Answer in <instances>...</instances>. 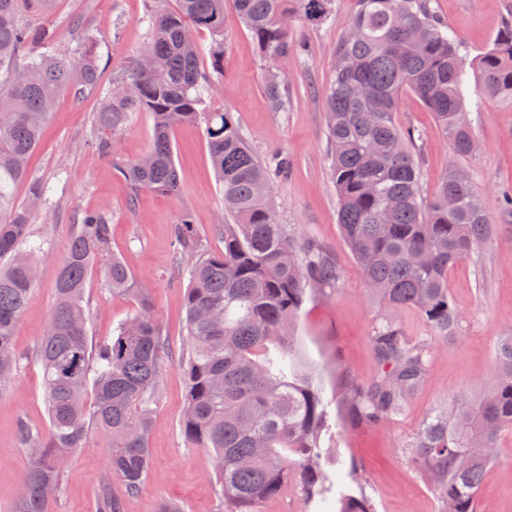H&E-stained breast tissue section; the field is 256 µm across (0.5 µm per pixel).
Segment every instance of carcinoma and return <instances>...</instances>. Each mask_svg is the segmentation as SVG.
I'll return each mask as SVG.
<instances>
[{
  "mask_svg": "<svg viewBox=\"0 0 512 512\" xmlns=\"http://www.w3.org/2000/svg\"><path fill=\"white\" fill-rule=\"evenodd\" d=\"M55 0H0V388L20 368L14 348L19 319L35 284L32 268L45 241L35 239L30 208L16 202L28 185L32 202L45 186L28 160L59 96L98 89L100 44L84 35L72 60L42 18ZM232 7L265 64L271 111L292 99L279 68L298 55L292 22L324 25L335 0H151L148 42L141 55L152 69H121L95 123L122 130L147 112L153 140L141 159L119 162L133 192L169 196L180 190L171 132L205 124L209 154L224 193V250H205L190 216L173 226L172 270L188 279L185 336L177 363L187 382L181 427L212 453L221 498L230 512H262L289 487L312 507H325L332 480L319 465L329 433V407L320 382L299 359L295 322L308 291L334 288L341 273L318 243L288 231L271 203L273 181L288 176V156L269 162L253 153L232 113L208 106L214 78L224 75V8ZM211 38V69L198 64L195 34ZM334 78L324 91L330 172L341 234L377 304L412 308L436 334L456 337L460 314L448 289L450 271L497 235L474 195L467 171L448 167L431 198L421 190V148L395 120L398 97L410 92L434 115L454 155H470L471 106L484 99L512 104V20L476 56L448 30L432 0H357L336 47ZM457 207L448 210V194ZM108 211L85 212L73 225L56 279L49 325L37 350L48 435L21 422L19 444L33 451L24 494L13 512H50L61 482L60 455L84 445L89 426L112 439L110 468L126 494L139 491L151 467L152 405L169 342L147 299L106 341L92 344L84 293L96 263L107 289L126 290L130 273L111 251ZM379 365L366 387L341 395L349 419L377 424L403 409L424 384L430 358L394 321L371 337ZM94 379H89V373ZM512 430V334L499 337L484 391L435 412L409 444L442 512H478V494L494 463L496 442ZM338 512H374L366 498H342Z\"/></svg>",
  "mask_w": 512,
  "mask_h": 512,
  "instance_id": "obj_1",
  "label": "carcinoma"
}]
</instances>
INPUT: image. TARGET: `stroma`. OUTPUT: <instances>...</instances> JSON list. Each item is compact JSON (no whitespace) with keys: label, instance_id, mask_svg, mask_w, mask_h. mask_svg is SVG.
<instances>
[{"label":"stroma","instance_id":"35a3bbf8","mask_svg":"<svg viewBox=\"0 0 512 512\" xmlns=\"http://www.w3.org/2000/svg\"><path fill=\"white\" fill-rule=\"evenodd\" d=\"M438 16L471 54L487 48L505 19L512 0H434ZM146 0H57L49 18L61 51L75 54L78 32H93L101 42L100 84L110 88L120 67L129 66L146 43L142 17ZM356 10V0H336L335 21L323 26L294 23L293 36L308 46L281 67L288 77L292 107L270 111L264 93V64L233 10L224 12V78L211 107L232 112L260 158L288 154L293 166L287 179L273 185V205L291 233L317 241L341 272L336 288L312 293L297 321L298 350L331 399L330 425L337 435L325 437L322 469L333 481L330 500L341 495L370 498L376 512H440V503L423 476L409 463L405 447L417 428L453 396L479 393L491 377L498 336L512 329V209L502 200L512 186V105L483 102L471 114L478 146L455 158L431 112L411 93L399 99L396 119L419 138L423 154L422 192L432 196L450 163L467 170L472 189L482 200L498 234L490 246L451 271L448 288L462 317L461 337H437L414 309L385 310L370 298L360 269L337 224V200L324 137L323 90L331 83L336 44ZM102 108L99 95L62 94L29 160L35 179L49 187L46 203L31 215L35 237L50 249L39 256L37 281L15 337L26 361L10 385L0 391V512H12L30 454L17 440V425L27 422L48 431L43 382L33 357L47 331L55 282L73 224L83 212L108 209L112 215V250L133 276L132 289L105 290L92 274L85 292L89 334L110 338L133 317L141 297H149L169 341L179 349L184 335L183 287L172 277V228L190 215L204 249H223L218 229L224 221V198L210 161L204 125L174 127L172 142L180 192L168 196L150 190L131 193L111 160L93 153L86 141ZM148 113L132 116L113 138L117 157L133 160L151 144ZM393 319L414 339H426L431 364L423 387L403 412L375 425L348 423L337 404L343 381L369 384L378 373L371 336L384 319ZM186 379L175 360L165 359L149 433L151 469L139 492L122 493L109 474L110 440L91 429L83 448L68 454L52 512H96L101 490L122 498V512H155L160 499L179 501L183 512H229L213 475L209 451L189 445L181 431ZM356 468L360 479L346 472ZM478 512H512V430L497 443L496 462L479 495Z\"/></svg>","mask_w":512,"mask_h":512}]
</instances>
